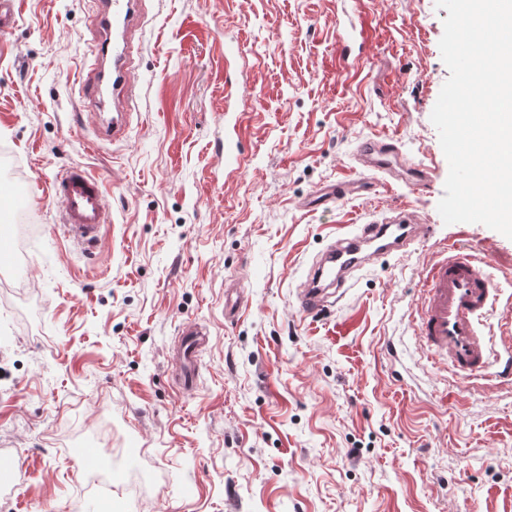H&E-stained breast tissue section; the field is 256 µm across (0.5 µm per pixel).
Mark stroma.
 Returning <instances> with one entry per match:
<instances>
[{
  "label": "stroma",
  "instance_id": "1",
  "mask_svg": "<svg viewBox=\"0 0 512 512\" xmlns=\"http://www.w3.org/2000/svg\"><path fill=\"white\" fill-rule=\"evenodd\" d=\"M125 139L74 84L91 53L85 0H22L0 31V151L27 192L21 261L0 273V448L37 469L0 512H512V381L427 361L415 322L441 246L486 260L481 334L512 351V239L445 224L448 162L430 116L449 76L435 0H146ZM359 49L342 58L339 41ZM244 47L245 165L225 175L224 39ZM389 137L425 188L377 174L328 211L303 200L363 177ZM105 179L96 246L67 243L53 176ZM405 209L428 234L361 273L330 311L295 288L338 226ZM241 295L235 320L224 299ZM208 330L194 388L175 385L179 327ZM92 445L112 492L86 493Z\"/></svg>",
  "mask_w": 512,
  "mask_h": 512
}]
</instances>
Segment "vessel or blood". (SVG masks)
Here are the masks:
<instances>
[{
  "label": "vessel or blood",
  "mask_w": 512,
  "mask_h": 512,
  "mask_svg": "<svg viewBox=\"0 0 512 512\" xmlns=\"http://www.w3.org/2000/svg\"><path fill=\"white\" fill-rule=\"evenodd\" d=\"M139 4L140 0H102L93 12L97 41L88 61L90 78L79 85V94L90 107L104 109L106 96L119 97L129 93V76L137 47L126 33ZM106 62L112 65L108 75L102 70ZM224 90V168L235 172L244 164L238 133L243 112L232 96V80H225ZM131 116L132 108L128 105L113 112L111 120L98 127L96 138L123 139ZM356 159L372 172L410 173L420 187L430 181L427 169H404L396 143L387 137L362 141ZM369 189V182L360 179L343 181L313 192L304 199L303 205L312 211L326 210L337 202L361 196ZM48 194L62 205L60 229L64 237L76 245L93 247L104 224L109 221L102 180L82 166H72L53 177ZM14 224L13 212L1 209L0 263L12 255ZM424 231V226L417 224L412 215L403 210L395 211L379 222L340 227L312 261L296 288L300 311L316 314L339 301L346 290L354 286L362 270L383 258L407 253ZM493 294V284L484 262L460 249L449 248L426 275L417 328L427 357L447 364L458 374H481L488 363L489 353L478 335L477 324ZM205 341L203 330L195 324L186 323L179 328L180 388L195 386L194 365ZM23 470L13 452L0 448V490L7 489L12 495H20L24 486Z\"/></svg>",
  "instance_id": "1"
}]
</instances>
